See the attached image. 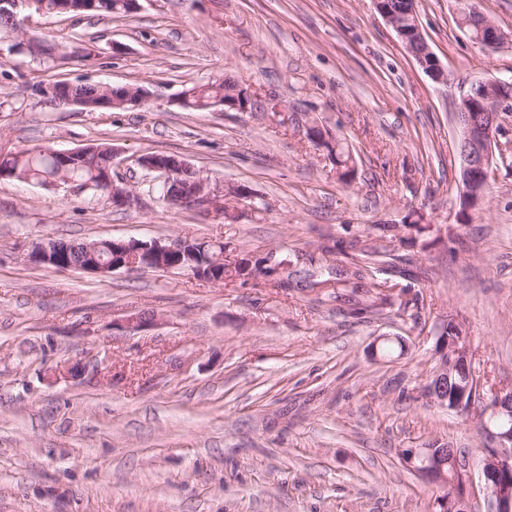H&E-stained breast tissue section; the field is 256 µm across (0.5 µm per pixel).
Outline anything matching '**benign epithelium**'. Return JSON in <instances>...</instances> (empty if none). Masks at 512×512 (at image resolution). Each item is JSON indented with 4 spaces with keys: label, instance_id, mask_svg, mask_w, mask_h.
<instances>
[{
    "label": "benign epithelium",
    "instance_id": "obj_1",
    "mask_svg": "<svg viewBox=\"0 0 512 512\" xmlns=\"http://www.w3.org/2000/svg\"><path fill=\"white\" fill-rule=\"evenodd\" d=\"M385 0H376V8L385 21L404 41L417 63L435 80L447 78L435 54L425 41L416 13L412 8L399 15L384 8ZM458 20L461 29L476 43L496 49L503 44L505 36L488 15L481 11L474 0L458 2ZM73 84L59 80L41 88V94L57 104L76 105L81 108L86 102L72 92ZM151 92L143 87L112 89V100H103L101 107H142L147 104ZM252 103V95L245 88H238L232 98L217 99L210 106H222L226 110L244 112ZM512 109V76L473 82L462 94L457 112L456 126L459 131L457 156L460 180L463 187L462 214L482 200L493 174L494 147L499 134L500 114ZM138 164L158 174L160 183L169 187L193 168L178 155L157 156L146 154L138 158ZM101 189L116 206L129 205L134 195L124 179L112 176L108 168L101 177ZM249 200L251 195L241 185L224 186L219 195L209 188L206 180L199 176L188 184L184 193L168 195L173 206H194L229 218L227 201ZM112 254V264L85 270L108 275L117 270L132 271L147 264H156L165 270L192 273L195 277L213 283L224 282V276L214 277L212 269L195 264L196 249L193 243L179 239L167 241L139 239H106L104 243L83 242L76 246L50 240L35 245L30 258L36 263L45 262L62 270L81 268L72 263V254L81 250L93 256L100 247ZM439 349L435 353V368L426 389L427 398L450 411L470 415L479 410V417L489 416L496 420L491 437L497 442L486 449L482 465L484 489L487 491L486 512H512V389L499 390L490 395L484 393V384L473 366L472 352L466 329L462 323L450 319L437 328ZM410 465L417 466L419 473L432 481L449 487L448 498L442 501L445 512H469L466 500L472 483L469 465L460 464L455 454L446 448H412L408 454Z\"/></svg>",
    "mask_w": 512,
    "mask_h": 512
}]
</instances>
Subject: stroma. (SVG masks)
<instances>
[{"label":"stroma","mask_w":512,"mask_h":512,"mask_svg":"<svg viewBox=\"0 0 512 512\" xmlns=\"http://www.w3.org/2000/svg\"><path fill=\"white\" fill-rule=\"evenodd\" d=\"M128 16L22 10L0 27V150L109 142L138 198L0 180V512H439L407 448H451L480 479L492 441L474 416L427 399L435 326L461 322L485 388L512 387V112L483 203L458 219L454 112L476 80L512 74V0H477L505 34L474 43L456 0H415L448 79L434 81L374 0H139ZM66 45L63 68L31 52ZM252 110L190 111L216 79ZM59 79L146 86L143 108L55 106ZM348 150L342 183L309 139ZM148 153L182 156L211 189L235 183L233 220L171 207ZM220 241L300 279L214 284L183 271L100 276L29 261L49 239ZM360 239L407 271L360 268ZM330 287H321V280ZM154 315L136 328L131 317ZM380 335L402 355L373 356Z\"/></svg>","instance_id":"obj_1"}]
</instances>
